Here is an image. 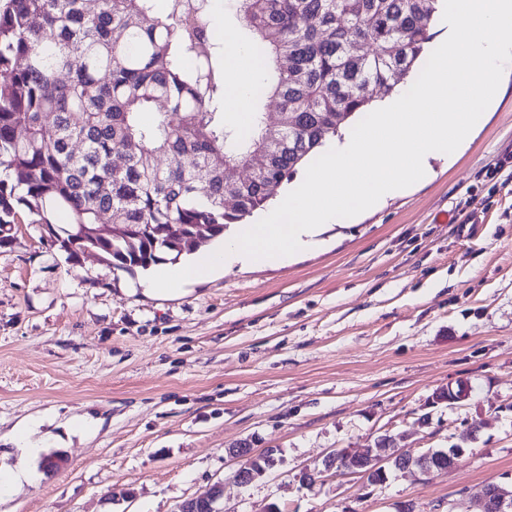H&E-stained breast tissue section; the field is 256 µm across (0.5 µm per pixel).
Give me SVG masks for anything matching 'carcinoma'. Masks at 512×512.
<instances>
[{"mask_svg": "<svg viewBox=\"0 0 512 512\" xmlns=\"http://www.w3.org/2000/svg\"><path fill=\"white\" fill-rule=\"evenodd\" d=\"M234 2L271 70L243 129L224 120L210 0H169L163 12L157 0H7L0 243L22 205L70 260L93 250L125 271L177 261L184 239H216L264 208L327 137L392 93L422 56L440 0ZM267 101L285 121L272 153L260 150ZM159 103L165 111L144 121ZM226 179L237 182L230 207Z\"/></svg>", "mask_w": 512, "mask_h": 512, "instance_id": "cac0c4a2", "label": "carcinoma"}]
</instances>
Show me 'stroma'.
I'll list each match as a JSON object with an SVG mask.
<instances>
[{"instance_id": "obj_1", "label": "stroma", "mask_w": 512, "mask_h": 512, "mask_svg": "<svg viewBox=\"0 0 512 512\" xmlns=\"http://www.w3.org/2000/svg\"><path fill=\"white\" fill-rule=\"evenodd\" d=\"M501 84L427 180L325 229L320 248L181 295H146L147 271L92 253L68 261L19 209L0 243V467L37 478L0 512H177L219 482L220 512H466L512 483V184L488 176L512 157L511 72ZM460 381L464 405L435 402ZM84 415L94 427L72 429ZM30 421L25 456L9 437ZM386 436L465 451L376 486L322 471ZM244 443L278 459L247 486L231 478ZM56 450L66 465L42 470Z\"/></svg>"}]
</instances>
